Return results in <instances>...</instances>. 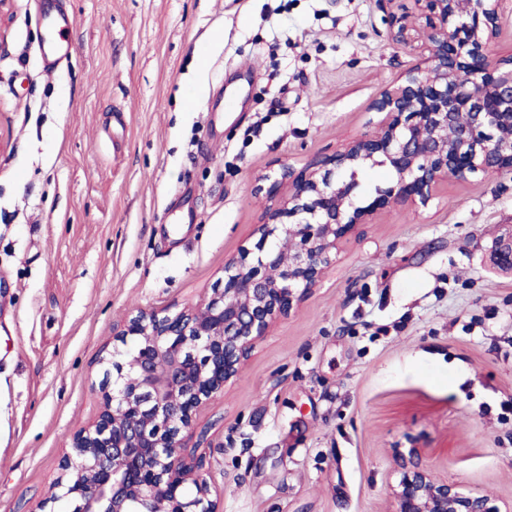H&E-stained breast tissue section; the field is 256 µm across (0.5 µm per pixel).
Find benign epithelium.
<instances>
[{
    "label": "benign epithelium",
    "mask_w": 512,
    "mask_h": 512,
    "mask_svg": "<svg viewBox=\"0 0 512 512\" xmlns=\"http://www.w3.org/2000/svg\"><path fill=\"white\" fill-rule=\"evenodd\" d=\"M414 2L419 25L405 11L390 12L386 24L425 67L374 102L384 114L379 131L299 170L282 167L265 192L256 250L225 264L199 304L123 322L120 345L102 359L97 419L71 437L60 463L55 489L72 512H215L202 461L181 452L184 433L315 287L338 245L396 204L427 203L450 178L512 174V54L495 48L508 0ZM369 165L388 167L392 179L363 205L358 173ZM393 495L396 512H512L435 481L418 464Z\"/></svg>",
    "instance_id": "benign-epithelium-1"
}]
</instances>
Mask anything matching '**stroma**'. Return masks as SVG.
Returning a JSON list of instances; mask_svg holds the SVG:
<instances>
[{"mask_svg":"<svg viewBox=\"0 0 512 512\" xmlns=\"http://www.w3.org/2000/svg\"><path fill=\"white\" fill-rule=\"evenodd\" d=\"M387 0H14L0 53V512H38L131 313L254 248L262 179L375 133ZM67 57L43 60L47 13ZM512 175L338 247L194 421L219 512H395L402 466L512 503Z\"/></svg>","mask_w":512,"mask_h":512,"instance_id":"obj_1","label":"stroma"}]
</instances>
